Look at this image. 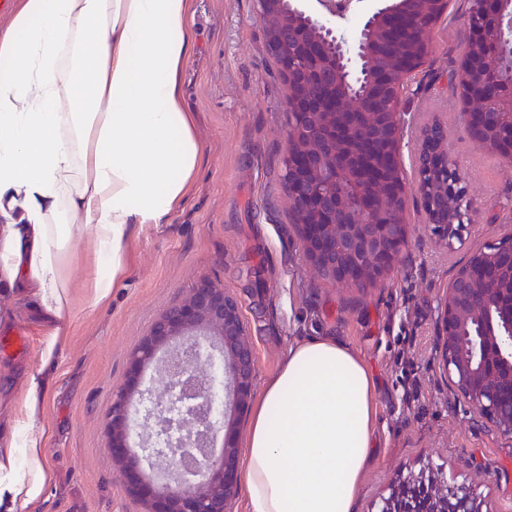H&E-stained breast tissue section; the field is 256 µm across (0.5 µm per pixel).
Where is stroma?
Wrapping results in <instances>:
<instances>
[{"label": "stroma", "mask_w": 512, "mask_h": 512, "mask_svg": "<svg viewBox=\"0 0 512 512\" xmlns=\"http://www.w3.org/2000/svg\"><path fill=\"white\" fill-rule=\"evenodd\" d=\"M468 8L469 0H448L426 64L404 88L408 127L399 165L415 183L418 128L437 119L478 210L449 245L426 224L419 196L410 195L405 260L376 287L357 290L336 287L315 270L291 222L283 179L288 90L266 49L255 0H195L182 93L195 116L201 165L167 223L133 230L110 300L86 307L73 324L42 414L57 480L36 512H150L112 455V401L127 382L133 352L203 280L240 301L256 352L253 397L302 337L338 336L362 357L375 384L377 448L356 512H377L397 475L425 464L466 481L497 512H512V444L476 427L472 409L453 401L437 367L436 310L450 276L469 252L497 242L501 225H512V168L471 141L450 88ZM259 265L265 285L255 289L248 271ZM1 338L11 345L0 348V401L10 403L38 364L41 321L9 293L0 294Z\"/></svg>", "instance_id": "1"}]
</instances>
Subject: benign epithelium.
<instances>
[{"label":"benign epithelium","instance_id":"1","mask_svg":"<svg viewBox=\"0 0 512 512\" xmlns=\"http://www.w3.org/2000/svg\"><path fill=\"white\" fill-rule=\"evenodd\" d=\"M415 0H386L384 7L363 22L353 35L339 32L338 22L356 10L357 0H316L306 11L298 0H256L264 22L266 48L283 60L282 79L292 88L295 120L288 126L284 174L292 185V203L310 210L313 223L300 225V239L308 261L341 288L365 289L380 283L401 259L408 245L401 215L409 191L401 182L387 192L350 208L341 193L348 167L336 160V148L325 146L327 132L347 116L336 108L320 107L316 90L336 84L341 76L352 83L360 78L367 51L365 35L381 18ZM428 15H419L407 40L387 50L407 53L401 84L381 75L370 101L361 99L370 123L386 135L384 165L398 167V147L406 120L390 107L404 83L425 64L435 21L448 0H428ZM320 33L333 48L334 64L316 66L288 57L303 44L297 25L288 17ZM467 106V128L475 144L482 142L477 112L481 102L461 89ZM308 147L317 156L315 170L298 172L294 159ZM512 262V225L501 228L494 248L470 253L448 281L437 315L440 368L453 396L470 404L477 425L512 442V315L500 312L512 300L511 288L480 285L472 275L477 267L489 273L502 257ZM221 363L224 385L223 420L212 417L211 384L197 372L201 361ZM158 364L168 381L163 394L142 387L141 372ZM255 349L242 318L238 299L209 281L200 282L184 301L171 306L131 357V376L112 404L113 455L126 463L130 488L148 489L153 512H232L238 495L237 435L245 423L253 389ZM378 512H495L492 503L466 483H449L429 468L408 469L399 475Z\"/></svg>","mask_w":512,"mask_h":512}]
</instances>
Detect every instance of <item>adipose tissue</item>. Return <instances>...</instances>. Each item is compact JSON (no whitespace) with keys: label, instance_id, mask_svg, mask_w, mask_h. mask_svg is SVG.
Listing matches in <instances>:
<instances>
[{"label":"adipose tissue","instance_id":"1","mask_svg":"<svg viewBox=\"0 0 512 512\" xmlns=\"http://www.w3.org/2000/svg\"><path fill=\"white\" fill-rule=\"evenodd\" d=\"M193 0H16L0 26V286L42 320L39 367L0 414V512H34L56 481L41 422L80 314L65 275L92 233L86 291L106 302L134 226L184 202L202 157L181 78ZM374 383L333 336L294 341L245 436L248 512H355L372 459Z\"/></svg>","mask_w":512,"mask_h":512}]
</instances>
